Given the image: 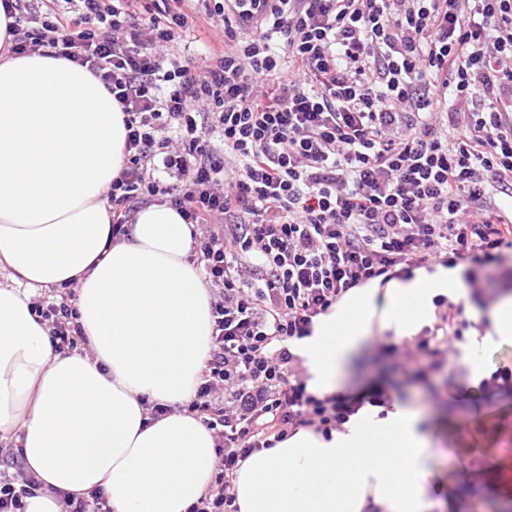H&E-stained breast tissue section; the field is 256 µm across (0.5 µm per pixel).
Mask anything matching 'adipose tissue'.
<instances>
[{
    "instance_id": "adipose-tissue-1",
    "label": "adipose tissue",
    "mask_w": 512,
    "mask_h": 512,
    "mask_svg": "<svg viewBox=\"0 0 512 512\" xmlns=\"http://www.w3.org/2000/svg\"><path fill=\"white\" fill-rule=\"evenodd\" d=\"M12 23L0 9V437L15 438L39 482L25 512H63V496L97 489L112 512H188L218 462L212 431L182 410L213 328L191 227L152 203L113 239L105 195L123 165L124 114L86 68L14 54ZM64 286L86 337L72 354L30 307ZM461 290L459 270L440 265L351 290L295 346L309 391L338 392L374 330L412 336L436 296ZM156 405L169 413L153 418ZM422 422L398 404L366 406L330 437L301 430L255 452L232 482L239 512H433Z\"/></svg>"
}]
</instances>
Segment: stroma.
I'll return each mask as SVG.
<instances>
[{
	"label": "stroma",
	"instance_id": "stroma-1",
	"mask_svg": "<svg viewBox=\"0 0 512 512\" xmlns=\"http://www.w3.org/2000/svg\"><path fill=\"white\" fill-rule=\"evenodd\" d=\"M460 268L468 288L453 305L470 326L462 340L455 342L456 353L449 365L434 375L432 391L408 384L393 370L391 358L382 355L383 342L395 340L403 348L412 344L408 338L396 340L389 331L378 333L376 341L356 359L346 391L363 394L384 388L393 402L430 417L435 445L443 450L432 465L448 484L452 500L448 512H512L506 489L497 487L488 471L493 458L512 459V393L485 391L466 365L476 341L490 326L489 303L500 292L512 291V252L488 270L473 269L467 262Z\"/></svg>",
	"mask_w": 512,
	"mask_h": 512
}]
</instances>
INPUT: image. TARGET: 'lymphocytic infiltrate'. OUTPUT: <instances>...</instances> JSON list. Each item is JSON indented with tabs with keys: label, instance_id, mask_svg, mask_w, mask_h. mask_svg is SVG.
<instances>
[{
	"label": "lymphocytic infiltrate",
	"instance_id": "f902f5d3",
	"mask_svg": "<svg viewBox=\"0 0 512 512\" xmlns=\"http://www.w3.org/2000/svg\"><path fill=\"white\" fill-rule=\"evenodd\" d=\"M224 37L206 64L170 47L185 0L141 20L134 0H11L36 47L86 67L124 112L122 169L107 192L113 237L165 202L192 224L211 290L212 345L189 412L212 430L214 482L190 512H238L240 464L307 428L341 429L389 395L317 396L293 345L315 317L428 258L483 267L512 249V0H197ZM476 111H467L470 102ZM73 291L34 313L57 349L83 341ZM467 321L402 350L428 385ZM38 488L0 448V512Z\"/></svg>",
	"mask_w": 512,
	"mask_h": 512
}]
</instances>
